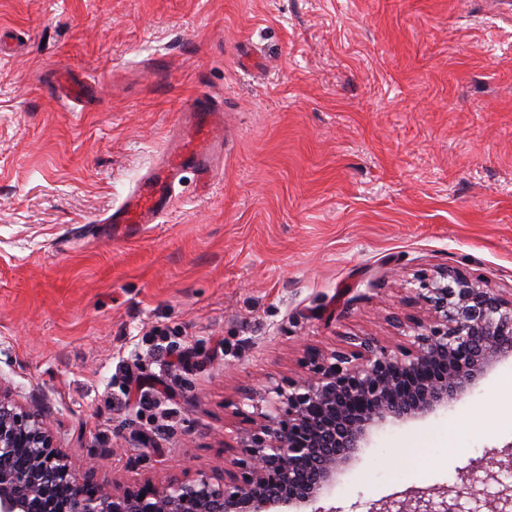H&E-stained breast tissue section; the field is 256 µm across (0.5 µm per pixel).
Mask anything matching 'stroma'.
Segmentation results:
<instances>
[{"mask_svg": "<svg viewBox=\"0 0 512 512\" xmlns=\"http://www.w3.org/2000/svg\"><path fill=\"white\" fill-rule=\"evenodd\" d=\"M97 97L54 85L64 68ZM222 103L160 223H105ZM512 293V13L496 0H0V382L75 464L235 469L250 387L346 336L403 344L421 280ZM512 359L384 425L323 507L458 484L512 441ZM479 413L485 427L459 430ZM418 455L416 466L404 459ZM184 112H192L196 118L197 126L204 131L207 125L222 121L223 118L222 111L216 109L211 101L203 95H197L187 105Z\"/></svg>", "mask_w": 512, "mask_h": 512, "instance_id": "obj_1", "label": "stroma"}]
</instances>
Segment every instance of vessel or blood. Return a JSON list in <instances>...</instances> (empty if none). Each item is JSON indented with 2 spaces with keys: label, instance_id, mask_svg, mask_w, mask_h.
I'll use <instances>...</instances> for the list:
<instances>
[{
  "label": "vessel or blood",
  "instance_id": "obj_1",
  "mask_svg": "<svg viewBox=\"0 0 512 512\" xmlns=\"http://www.w3.org/2000/svg\"><path fill=\"white\" fill-rule=\"evenodd\" d=\"M187 109L196 118L198 127L220 121L223 115L211 101L196 96ZM224 152L222 143L205 138L192 148L172 152L167 160L150 172L134 190L132 196L106 218L110 224H153L166 213L167 202L174 191L180 171L187 166L198 170L212 169L216 158Z\"/></svg>",
  "mask_w": 512,
  "mask_h": 512
}]
</instances>
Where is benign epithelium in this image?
<instances>
[{
    "label": "benign epithelium",
    "instance_id": "benign-epithelium-1",
    "mask_svg": "<svg viewBox=\"0 0 512 512\" xmlns=\"http://www.w3.org/2000/svg\"><path fill=\"white\" fill-rule=\"evenodd\" d=\"M420 288L430 320H412L399 350L347 336L341 348L310 351L307 379L255 393L252 406L266 401L272 412L241 440L245 471L220 480L109 482L94 454L79 473L42 413L0 388V512H336L317 503L375 431L451 408L512 357V297L454 270ZM505 472L512 442L471 460L459 487L411 485L364 512H512ZM478 484L489 489L482 500L472 493Z\"/></svg>",
    "mask_w": 512,
    "mask_h": 512
}]
</instances>
